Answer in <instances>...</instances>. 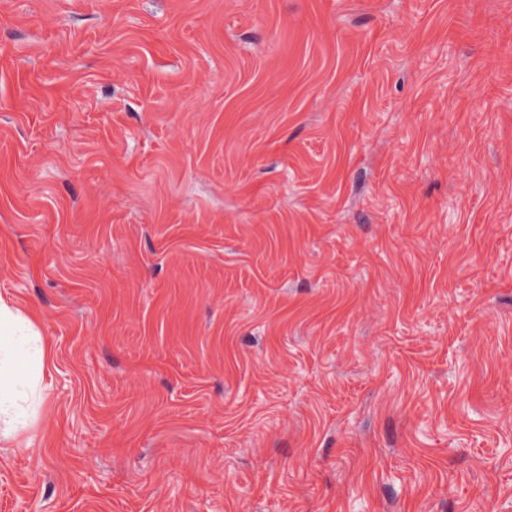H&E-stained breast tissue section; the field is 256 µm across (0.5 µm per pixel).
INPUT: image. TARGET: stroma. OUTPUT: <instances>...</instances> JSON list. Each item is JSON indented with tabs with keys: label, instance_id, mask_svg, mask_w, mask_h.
Wrapping results in <instances>:
<instances>
[{
	"label": "stroma",
	"instance_id": "obj_1",
	"mask_svg": "<svg viewBox=\"0 0 512 512\" xmlns=\"http://www.w3.org/2000/svg\"><path fill=\"white\" fill-rule=\"evenodd\" d=\"M0 295V512H512V0H0ZM38 319L0 295V442L29 448L18 439L45 399L51 347L37 327Z\"/></svg>",
	"mask_w": 512,
	"mask_h": 512
}]
</instances>
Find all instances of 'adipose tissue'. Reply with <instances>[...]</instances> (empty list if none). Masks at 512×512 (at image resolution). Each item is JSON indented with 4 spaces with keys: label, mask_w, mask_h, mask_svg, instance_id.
I'll return each mask as SVG.
<instances>
[{
    "label": "adipose tissue",
    "mask_w": 512,
    "mask_h": 512,
    "mask_svg": "<svg viewBox=\"0 0 512 512\" xmlns=\"http://www.w3.org/2000/svg\"><path fill=\"white\" fill-rule=\"evenodd\" d=\"M52 362L36 316L0 295V442H17L35 416Z\"/></svg>",
    "instance_id": "adipose-tissue-1"
}]
</instances>
